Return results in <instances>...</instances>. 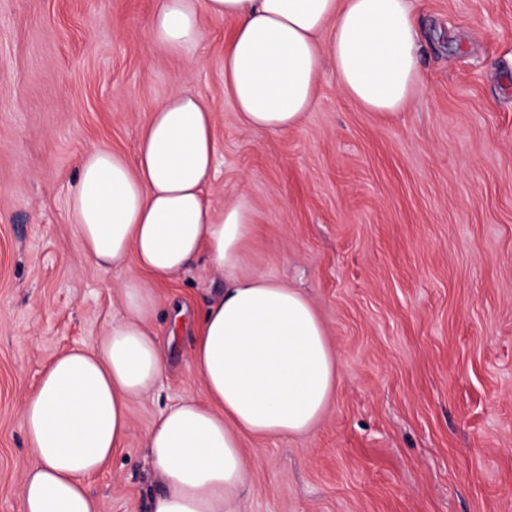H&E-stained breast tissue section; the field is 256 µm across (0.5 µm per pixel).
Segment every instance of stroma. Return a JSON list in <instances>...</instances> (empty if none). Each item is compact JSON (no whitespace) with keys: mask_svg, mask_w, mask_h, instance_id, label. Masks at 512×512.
Segmentation results:
<instances>
[{"mask_svg":"<svg viewBox=\"0 0 512 512\" xmlns=\"http://www.w3.org/2000/svg\"><path fill=\"white\" fill-rule=\"evenodd\" d=\"M156 0H0V512H22L37 463L24 397L117 306L80 259L68 201L93 146L134 156L174 90L215 114L214 205L244 200L251 258L313 302L338 358L308 433L243 441L242 512H512V0H413L423 84L381 120L324 71L285 133L237 119L224 93L229 19L191 57L162 51ZM220 282L204 259L159 287L169 370L132 403V431L92 478L101 512H148L143 448L159 412L202 394L171 306L199 315Z\"/></svg>","mask_w":512,"mask_h":512,"instance_id":"1","label":"stroma"}]
</instances>
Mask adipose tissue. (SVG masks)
<instances>
[{"label": "adipose tissue", "instance_id": "1", "mask_svg": "<svg viewBox=\"0 0 512 512\" xmlns=\"http://www.w3.org/2000/svg\"><path fill=\"white\" fill-rule=\"evenodd\" d=\"M230 18L224 91L246 127L285 132L316 105L324 67L365 111L392 118L422 83V35L411 0H158L148 20L162 50L191 56L203 16ZM214 113L173 91L154 110L136 156L86 150L69 201L81 259L110 272L120 309L102 334L43 370L21 407L37 465L22 512H99L88 480L132 430L131 403L166 370L153 321L155 282L205 256L222 280L192 330L191 368L204 398L183 396L144 438L155 491L150 512H240L251 462L242 440L289 437L323 417L337 356L314 304L251 260L255 226L242 201L215 207Z\"/></svg>", "mask_w": 512, "mask_h": 512}]
</instances>
